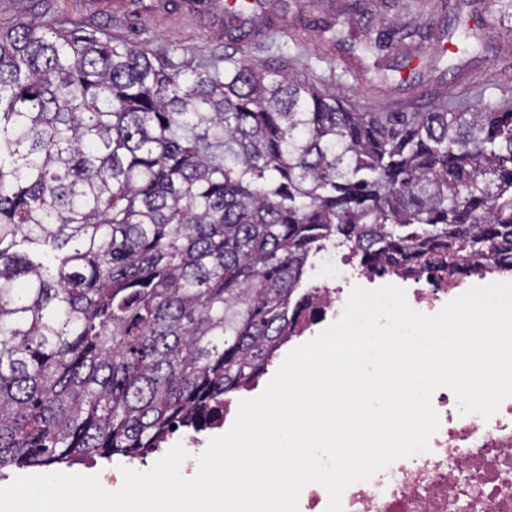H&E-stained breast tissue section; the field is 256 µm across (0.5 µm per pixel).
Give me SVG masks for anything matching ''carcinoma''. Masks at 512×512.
<instances>
[{
  "label": "carcinoma",
  "mask_w": 512,
  "mask_h": 512,
  "mask_svg": "<svg viewBox=\"0 0 512 512\" xmlns=\"http://www.w3.org/2000/svg\"><path fill=\"white\" fill-rule=\"evenodd\" d=\"M336 246L512 273V109L352 112L258 61L0 26V469L136 458L224 407Z\"/></svg>",
  "instance_id": "1"
}]
</instances>
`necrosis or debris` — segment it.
<instances>
[{"mask_svg":"<svg viewBox=\"0 0 512 512\" xmlns=\"http://www.w3.org/2000/svg\"><path fill=\"white\" fill-rule=\"evenodd\" d=\"M375 281V274L354 267L350 258L337 260L332 275L312 287L303 332L336 322L351 288ZM467 289L462 281L425 275L410 284L406 299L412 309L434 315ZM431 405L439 428L428 450L397 459L349 486L344 512H512V397L487 419L462 413L447 387L434 391Z\"/></svg>","mask_w":512,"mask_h":512,"instance_id":"obj_1","label":"necrosis or debris"}]
</instances>
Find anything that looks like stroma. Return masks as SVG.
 <instances>
[{
    "label": "stroma",
    "instance_id": "stroma-1",
    "mask_svg": "<svg viewBox=\"0 0 512 512\" xmlns=\"http://www.w3.org/2000/svg\"><path fill=\"white\" fill-rule=\"evenodd\" d=\"M0 0V25L40 13L57 27L104 31L192 64L223 58L233 69L252 57L335 94L356 112H421L434 102L512 105V24L503 0H259L249 35L224 31L226 0ZM398 26L415 37L392 48H364L366 33ZM445 46V57L433 49Z\"/></svg>",
    "mask_w": 512,
    "mask_h": 512
}]
</instances>
